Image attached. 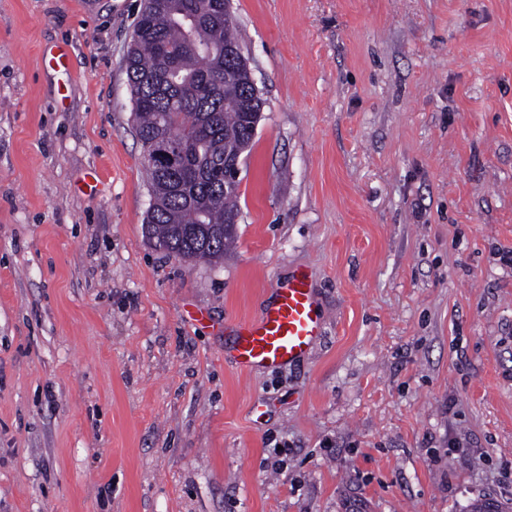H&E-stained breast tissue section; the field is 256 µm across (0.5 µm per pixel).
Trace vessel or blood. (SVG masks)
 <instances>
[{
  "label": "vessel or blood",
  "instance_id": "b4317fda",
  "mask_svg": "<svg viewBox=\"0 0 512 512\" xmlns=\"http://www.w3.org/2000/svg\"><path fill=\"white\" fill-rule=\"evenodd\" d=\"M323 323L307 274L293 275L258 317L236 324L233 350L238 370L272 369L304 360L317 345Z\"/></svg>",
  "mask_w": 512,
  "mask_h": 512
}]
</instances>
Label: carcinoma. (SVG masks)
<instances>
[{"instance_id": "carcinoma-1", "label": "carcinoma", "mask_w": 512, "mask_h": 512, "mask_svg": "<svg viewBox=\"0 0 512 512\" xmlns=\"http://www.w3.org/2000/svg\"><path fill=\"white\" fill-rule=\"evenodd\" d=\"M226 0H144L125 64L143 149L178 150L168 170L143 160L156 246L218 263L235 239L240 182L224 181V157L250 149L265 101L250 82Z\"/></svg>"}]
</instances>
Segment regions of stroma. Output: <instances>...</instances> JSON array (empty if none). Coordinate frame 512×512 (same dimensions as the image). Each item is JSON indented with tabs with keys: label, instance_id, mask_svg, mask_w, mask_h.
I'll return each instance as SVG.
<instances>
[{
	"label": "stroma",
	"instance_id": "35a3bbf8",
	"mask_svg": "<svg viewBox=\"0 0 512 512\" xmlns=\"http://www.w3.org/2000/svg\"><path fill=\"white\" fill-rule=\"evenodd\" d=\"M140 8L0 0V512L512 500V0H232L265 106L218 264L146 234ZM299 271L319 343L238 371Z\"/></svg>",
	"mask_w": 512,
	"mask_h": 512
}]
</instances>
